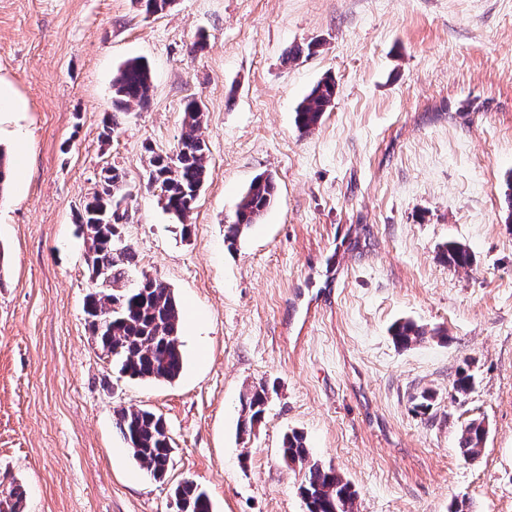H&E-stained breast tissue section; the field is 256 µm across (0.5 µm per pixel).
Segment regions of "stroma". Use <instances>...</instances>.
<instances>
[{
  "label": "stroma",
  "instance_id": "stroma-1",
  "mask_svg": "<svg viewBox=\"0 0 512 512\" xmlns=\"http://www.w3.org/2000/svg\"><path fill=\"white\" fill-rule=\"evenodd\" d=\"M135 57L150 102L104 136ZM328 75L336 98L300 133L296 108ZM0 81L25 104L0 125L24 152L0 194V493L21 486L26 512H174L189 480L213 512H304L280 460L296 430L356 512H512V0H174L154 16L137 0H0ZM190 98L209 170L185 230L145 187V149L173 151ZM106 166L125 175L138 271L180 306L171 383L122 376L85 321L78 214ZM262 173L277 195L228 250L225 220ZM450 242L470 267L448 265ZM405 319L427 336L403 348ZM260 384L268 409L239 436V398ZM130 406L166 421L164 480L115 427ZM474 419L488 434L467 462ZM486 429L482 421L472 420L461 431L458 449L465 461H474L479 456L486 439Z\"/></svg>",
  "mask_w": 512,
  "mask_h": 512
}]
</instances>
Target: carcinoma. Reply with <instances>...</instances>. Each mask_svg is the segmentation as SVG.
<instances>
[{
	"label": "carcinoma",
	"instance_id": "obj_1",
	"mask_svg": "<svg viewBox=\"0 0 512 512\" xmlns=\"http://www.w3.org/2000/svg\"><path fill=\"white\" fill-rule=\"evenodd\" d=\"M152 85L151 70L141 58L122 64L112 78V124L104 125L108 137L117 125L118 111L135 104H148ZM336 96V82L326 76L319 81L296 110L295 123L302 133H309L321 121ZM203 105L187 100L182 112V134L175 152L169 154L146 148L148 161L146 185L159 192L165 211L179 224L187 223L203 187L208 168V148L199 131L204 121ZM276 180L271 175L256 176L241 195L224 241L236 245L243 231L257 223L274 201ZM125 193L124 175L114 167L100 173V190L85 203L79 222L88 245V267L94 287L86 295L84 310L91 332L96 322L106 321V328L96 336L103 352L112 356L119 372L133 380L172 381L183 367L181 349V314L179 305L166 284L147 275L135 276L136 256L125 245L113 246L121 236L122 216L116 213L113 198ZM444 256L448 265L465 268L472 255L462 244L448 243ZM428 331L416 322L405 320L393 326L392 337L400 347H408L426 338ZM474 376L459 368L454 391L465 396L473 389ZM268 389L256 387L240 397V432L249 434L265 412ZM116 428L140 467L154 479L166 476L172 439L162 416L146 408L118 411ZM486 439L483 422L472 420L461 431L460 456L473 461ZM282 457L290 468L303 471L298 487L306 512H354L357 492L335 468L322 465L311 457L306 437L291 431L284 435ZM24 493L19 488L0 498V512H23ZM175 501L183 512H212L205 491L191 481L175 489Z\"/></svg>",
	"mask_w": 512,
	"mask_h": 512
}]
</instances>
